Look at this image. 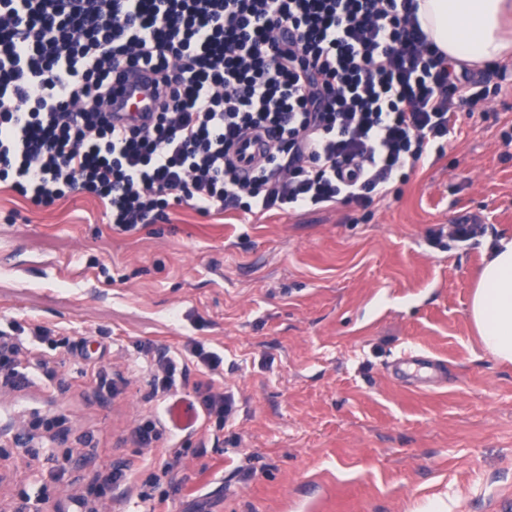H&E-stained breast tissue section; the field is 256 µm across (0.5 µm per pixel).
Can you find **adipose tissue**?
Masks as SVG:
<instances>
[{"label":"adipose tissue","mask_w":512,"mask_h":512,"mask_svg":"<svg viewBox=\"0 0 512 512\" xmlns=\"http://www.w3.org/2000/svg\"><path fill=\"white\" fill-rule=\"evenodd\" d=\"M418 17L452 65L475 67L512 59L505 22L512 0H418ZM482 349L512 363V235L489 251L468 304Z\"/></svg>","instance_id":"obj_1"}]
</instances>
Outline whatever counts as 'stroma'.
<instances>
[{"mask_svg":"<svg viewBox=\"0 0 512 512\" xmlns=\"http://www.w3.org/2000/svg\"><path fill=\"white\" fill-rule=\"evenodd\" d=\"M500 91L464 108L457 136L432 164L395 180L367 208L338 204L255 216L203 217L113 231L75 196L37 209L0 184V331L23 335L54 378L29 365V385L0 391V430L20 436L64 418L89 459L69 478L140 462L130 438L150 417L151 357L198 342L224 362L234 425L180 439L189 495L173 512H512V364L483 351L468 316L490 245L512 234V60ZM476 222L469 241L452 225ZM87 337L91 360L68 355ZM412 354L438 364L424 387L398 374ZM122 371L101 397L88 362ZM60 442L26 465L0 447V512H30Z\"/></svg>","mask_w":512,"mask_h":512,"instance_id":"35a3bbf8","label":"stroma"}]
</instances>
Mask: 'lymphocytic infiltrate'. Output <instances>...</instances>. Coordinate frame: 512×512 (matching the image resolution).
Here are the masks:
<instances>
[{
	"label": "lymphocytic infiltrate",
	"mask_w": 512,
	"mask_h": 512,
	"mask_svg": "<svg viewBox=\"0 0 512 512\" xmlns=\"http://www.w3.org/2000/svg\"><path fill=\"white\" fill-rule=\"evenodd\" d=\"M417 0H0V183L44 209L98 199L130 233L187 205L263 215L370 206L442 154L458 111L487 82L455 71L423 31ZM147 69L152 125L116 118L112 90ZM251 132L273 137L250 176ZM221 356L194 344L149 369L153 415L133 429L144 461L96 473L97 490L144 489L161 512L183 487L174 437L223 427ZM193 394L183 397L185 387Z\"/></svg>",
	"instance_id": "obj_1"
}]
</instances>
